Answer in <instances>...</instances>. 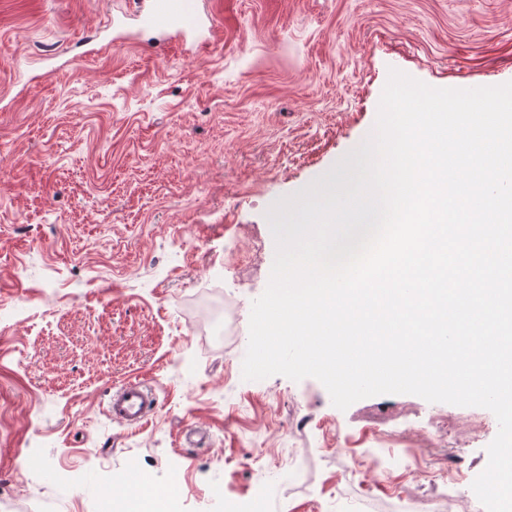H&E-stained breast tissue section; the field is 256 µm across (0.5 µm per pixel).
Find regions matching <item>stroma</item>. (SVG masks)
Here are the masks:
<instances>
[{
  "label": "stroma",
  "instance_id": "1",
  "mask_svg": "<svg viewBox=\"0 0 512 512\" xmlns=\"http://www.w3.org/2000/svg\"><path fill=\"white\" fill-rule=\"evenodd\" d=\"M139 2L0 0L9 512H112L146 492L169 512H398L401 487L423 512H470L471 487L413 461L475 479L489 410L390 394L342 411L317 379L246 381L242 362L275 256L268 210L369 136L389 69L512 82V0H223L214 40L145 26ZM136 380L159 406L129 428L108 408ZM432 420L426 450L378 436Z\"/></svg>",
  "mask_w": 512,
  "mask_h": 512
}]
</instances>
